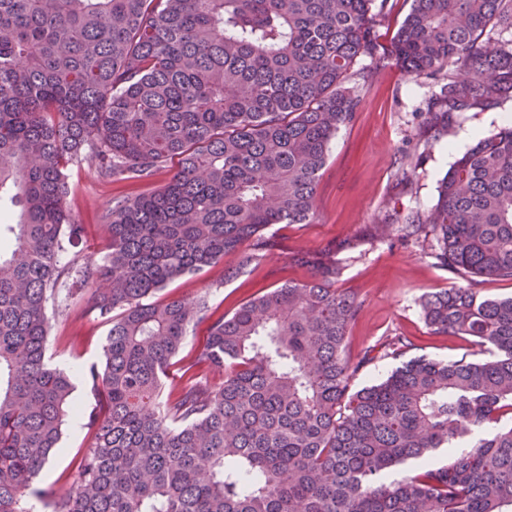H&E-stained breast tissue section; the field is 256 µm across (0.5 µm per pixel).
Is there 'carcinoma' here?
Returning a JSON list of instances; mask_svg holds the SVG:
<instances>
[{
  "mask_svg": "<svg viewBox=\"0 0 512 512\" xmlns=\"http://www.w3.org/2000/svg\"><path fill=\"white\" fill-rule=\"evenodd\" d=\"M388 3L0 0V512H27L74 409L72 376L46 357L47 304L84 294L110 325L89 371L105 410L53 512H512V296L473 288L512 281V122L452 163L433 206L373 227L433 235L434 258L468 285L425 292L426 326L491 345L489 360L413 357L352 389L408 344L347 355L362 302L333 287L329 254L229 318L203 298L152 300L229 255L224 278L244 273L270 248L265 230L310 220L329 146L361 104L350 83L376 73L356 64L375 55ZM393 55L437 84L419 111L437 140L512 102V0H411ZM85 151L110 182L177 166L105 216L101 259L64 264L84 236L66 198ZM410 462L418 473L382 481ZM208 327V321L198 322L190 327L187 340L175 359L177 363L170 368L169 377L166 382L165 395L180 382V366L182 363L193 359L203 348L208 334Z\"/></svg>",
  "mask_w": 512,
  "mask_h": 512,
  "instance_id": "cac0c4a2",
  "label": "carcinoma"
}]
</instances>
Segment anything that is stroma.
Returning a JSON list of instances; mask_svg holds the SVG:
<instances>
[{
	"instance_id": "stroma-1",
	"label": "stroma",
	"mask_w": 512,
	"mask_h": 512,
	"mask_svg": "<svg viewBox=\"0 0 512 512\" xmlns=\"http://www.w3.org/2000/svg\"><path fill=\"white\" fill-rule=\"evenodd\" d=\"M391 9L373 27L377 57H361L359 66L374 69L373 79L358 89L362 103L351 124L332 141L320 177L315 213L305 224H278L267 229L273 247L236 279L225 280V267L235 257L169 283L158 299L206 297L212 311L231 316L239 305L259 293L288 282L310 278V259L335 250L338 288L356 292L363 302L347 338L350 354L400 337L408 340L403 357L375 359L351 380L358 389L386 377L401 358L426 355L468 361L492 358L490 345L455 336L431 334L420 313V297L428 289L464 284L430 255L429 242L404 243L391 237H367L365 231L382 223L388 213L428 208L437 200V185L451 163L469 145L467 131L496 130L499 114H512V104L502 110L469 112L453 130L431 143L417 136V109L431 87L414 81L396 66L390 54L398 24L409 10L407 0H391ZM406 166L409 179L398 168ZM173 172L165 164L147 181L110 182L93 163L82 160L69 169L67 207L86 228L82 253L101 252L107 235L104 216L112 207L159 190ZM52 328L47 355L52 365L77 371L74 414L78 428L64 426L58 452L32 483L27 502L34 512H52L56 499L72 487L81 459L92 441L89 417L102 413L99 395L86 376L101 366L107 324L84 313L81 306L55 303L47 308Z\"/></svg>"
}]
</instances>
